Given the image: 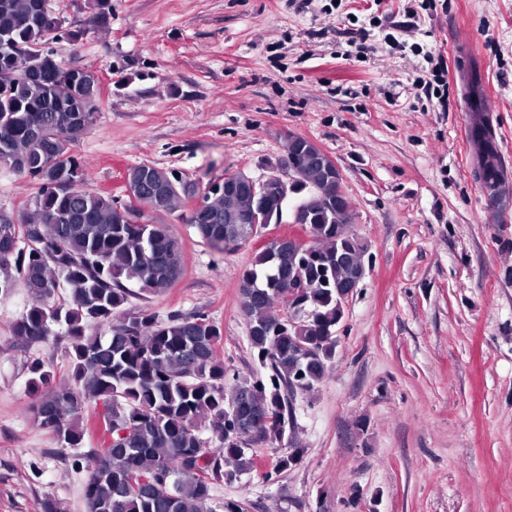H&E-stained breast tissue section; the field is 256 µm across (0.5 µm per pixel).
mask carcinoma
Returning <instances> with one entry per match:
<instances>
[{
  "mask_svg": "<svg viewBox=\"0 0 512 512\" xmlns=\"http://www.w3.org/2000/svg\"><path fill=\"white\" fill-rule=\"evenodd\" d=\"M42 2L0 0V44L9 43L0 51V164L37 186L18 223L0 221V298L26 289L29 306L11 326L22 342H45L56 325L70 340L63 384L54 385L55 365L30 363L34 421L60 447L82 448L84 413L103 412L101 446L80 455L85 512H215V484L256 471L252 445L293 441V397L330 372L344 315L339 291L354 275L336 253L360 247L349 200L335 209L319 194L307 197L300 209L308 251L292 255L266 244L239 275L250 344L269 373L237 374L227 384L214 320L177 312L161 320L126 309L132 296L163 294L182 277L183 248L168 224L144 211L134 221L118 199L85 187L76 148L99 110V81L63 63L29 76L32 53L56 39ZM93 7V22L108 27L111 0ZM145 172L144 209L171 213L198 196L219 217L189 219L212 249L228 253L229 231L244 240L253 230L224 223V183L212 181L199 194L174 172L145 163L129 167L126 179L136 183ZM158 186L168 188L161 198ZM290 304L295 311L282 317ZM206 420L219 433L215 448L199 434ZM301 456L293 448L273 470ZM135 476L150 483L135 488Z\"/></svg>",
  "mask_w": 512,
  "mask_h": 512,
  "instance_id": "cac0c4a2",
  "label": "carcinoma"
}]
</instances>
